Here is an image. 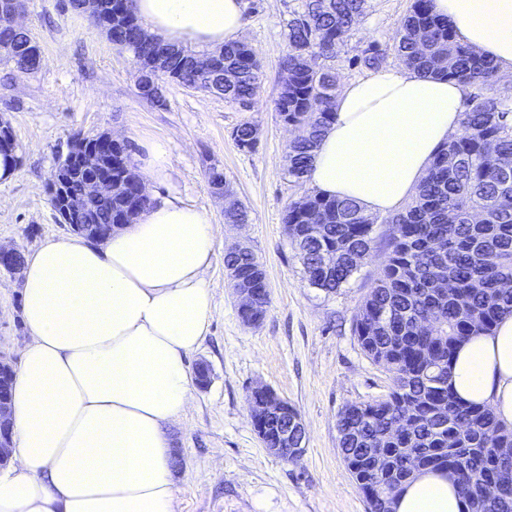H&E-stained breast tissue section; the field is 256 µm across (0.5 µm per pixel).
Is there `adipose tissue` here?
<instances>
[{
  "label": "adipose tissue",
  "instance_id": "1",
  "mask_svg": "<svg viewBox=\"0 0 512 512\" xmlns=\"http://www.w3.org/2000/svg\"><path fill=\"white\" fill-rule=\"evenodd\" d=\"M455 39L512 75V0H432ZM149 34L221 50L245 26L241 0H132ZM465 87L405 64L345 83L307 175L369 214L402 208L461 128ZM215 227L178 195L155 194L99 243L49 241L22 270L29 338L14 377L13 454L0 512H176L168 429L189 409L188 357L213 313ZM453 387L512 424V316L462 345ZM451 479L417 473L395 512H461Z\"/></svg>",
  "mask_w": 512,
  "mask_h": 512
}]
</instances>
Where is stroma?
Instances as JSON below:
<instances>
[{
  "label": "stroma",
  "mask_w": 512,
  "mask_h": 512,
  "mask_svg": "<svg viewBox=\"0 0 512 512\" xmlns=\"http://www.w3.org/2000/svg\"><path fill=\"white\" fill-rule=\"evenodd\" d=\"M68 0H26L19 22L39 47L43 62L20 73L0 56V118L17 143L16 174L0 182V244L28 255L69 237L50 204L47 185L73 135L112 133L132 146V170L143 175V144L167 141V183L185 202L208 212L217 229L210 288L214 310L209 333L190 364L206 362L210 383L196 388L186 416L169 430L177 512H368L338 447L336 420L350 403L385 396L390 374L368 359L354 334L358 309L381 270L390 225L373 227L374 242L358 270L333 293L310 285L285 231L283 216L301 191L287 175L292 130L274 111L288 51L287 23L302 0H244L241 41L261 63L260 89L251 109L223 96L167 86L164 105L142 98L136 61L114 46ZM412 0H368L331 65L341 82L369 77L350 60L371 46L398 60L397 34ZM259 130L253 151L240 150L234 129ZM249 211L248 224L224 220V201L208 180L209 167ZM244 244L263 265L270 303L263 320L244 324L224 267L227 249ZM22 280L0 269V351L20 360L26 330L21 319ZM272 389L299 413L306 430L302 456L285 462L262 444L248 396Z\"/></svg>",
  "instance_id": "stroma-1"
}]
</instances>
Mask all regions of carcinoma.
I'll return each instance as SVG.
<instances>
[{
    "mask_svg": "<svg viewBox=\"0 0 512 512\" xmlns=\"http://www.w3.org/2000/svg\"><path fill=\"white\" fill-rule=\"evenodd\" d=\"M431 0H413L401 21L397 55L414 70L457 79L474 89L462 113L461 133L434 157L416 196L385 222L392 225L387 255L376 285L355 317L363 353L392 375L383 398L345 405L336 428L338 447L369 512H394V503L414 473L453 472L462 512H512V425L500 422L487 404L463 401L450 376L458 347L472 336L494 332L512 315V170L484 165L489 154L512 158V98L492 90L498 73L491 61L454 40L448 20L432 13ZM105 33L131 51L140 73L162 84L209 88L225 71L236 80L224 100L251 105L260 88V64L244 42L224 45L206 71L196 56L174 45L141 40L132 0H105ZM367 0H303L288 22V52L275 100L278 117L301 134L289 145L287 174L306 184L315 151L335 112L338 73L326 61L366 11ZM0 41L13 44L10 60L28 73L40 54L28 32L0 24ZM386 56L374 46L355 63L377 70ZM234 140L254 149L257 129L238 125ZM129 146L112 154V177L125 182L110 201H94L106 224L133 223L149 204L131 172ZM236 220L249 221L247 207L226 190ZM377 218L351 199L305 193L289 204L286 234L310 284L333 293L369 253ZM224 265L263 301L257 312L239 310L245 323L262 320L270 300L265 270L253 252L228 251ZM385 466L377 471L370 449Z\"/></svg>",
    "mask_w": 512,
    "mask_h": 512,
    "instance_id": "obj_1",
    "label": "carcinoma"
}]
</instances>
